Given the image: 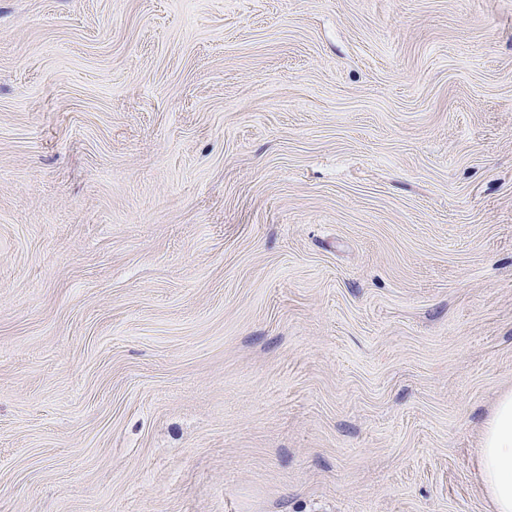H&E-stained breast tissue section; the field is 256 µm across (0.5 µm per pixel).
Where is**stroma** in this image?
<instances>
[{"label": "stroma", "instance_id": "35a3bbf8", "mask_svg": "<svg viewBox=\"0 0 512 512\" xmlns=\"http://www.w3.org/2000/svg\"><path fill=\"white\" fill-rule=\"evenodd\" d=\"M512 0H0V512H490Z\"/></svg>", "mask_w": 512, "mask_h": 512}]
</instances>
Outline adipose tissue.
<instances>
[{"instance_id":"obj_1","label":"adipose tissue","mask_w":512,"mask_h":512,"mask_svg":"<svg viewBox=\"0 0 512 512\" xmlns=\"http://www.w3.org/2000/svg\"><path fill=\"white\" fill-rule=\"evenodd\" d=\"M477 476L491 512H512V389L500 394L483 426Z\"/></svg>"}]
</instances>
